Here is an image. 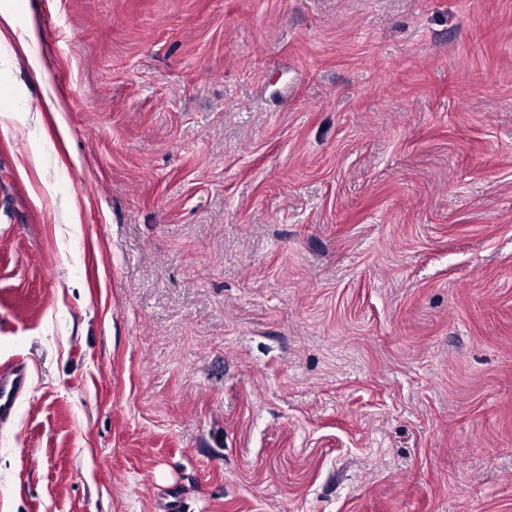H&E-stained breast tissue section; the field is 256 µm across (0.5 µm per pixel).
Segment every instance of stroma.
I'll use <instances>...</instances> for the list:
<instances>
[{
    "mask_svg": "<svg viewBox=\"0 0 512 512\" xmlns=\"http://www.w3.org/2000/svg\"><path fill=\"white\" fill-rule=\"evenodd\" d=\"M0 12V512H512V0ZM28 377V369L23 362L15 364L10 372L0 374V421L10 418L14 413Z\"/></svg>",
    "mask_w": 512,
    "mask_h": 512,
    "instance_id": "1",
    "label": "stroma"
}]
</instances>
